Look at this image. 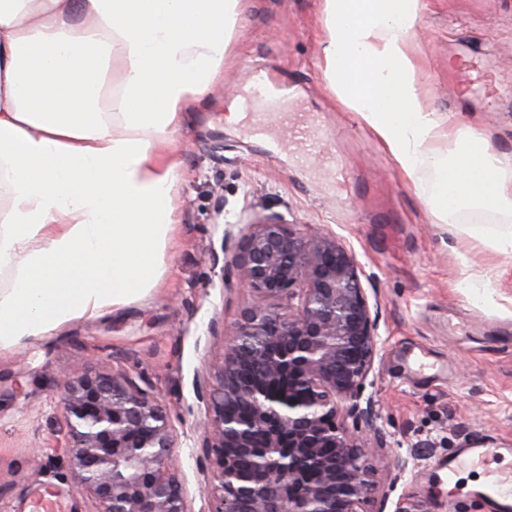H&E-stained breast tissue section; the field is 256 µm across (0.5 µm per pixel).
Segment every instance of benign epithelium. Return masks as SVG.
<instances>
[{
	"mask_svg": "<svg viewBox=\"0 0 512 512\" xmlns=\"http://www.w3.org/2000/svg\"><path fill=\"white\" fill-rule=\"evenodd\" d=\"M221 246L252 298L207 398L210 512H362L378 491L367 447H389L364 397L382 336L362 268L336 237L306 236L278 213L256 215L241 234L226 221ZM61 382L71 476L96 512H188L178 436L157 398L122 371ZM241 402L246 417L227 414ZM342 414L370 443L339 423ZM243 456L253 471L239 468ZM415 467L412 454L394 456L377 512H412L406 496L387 510L388 491Z\"/></svg>",
	"mask_w": 512,
	"mask_h": 512,
	"instance_id": "obj_1",
	"label": "benign epithelium"
}]
</instances>
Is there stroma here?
Wrapping results in <instances>:
<instances>
[{
    "instance_id": "1",
    "label": "stroma",
    "mask_w": 512,
    "mask_h": 512,
    "mask_svg": "<svg viewBox=\"0 0 512 512\" xmlns=\"http://www.w3.org/2000/svg\"><path fill=\"white\" fill-rule=\"evenodd\" d=\"M412 52L429 108L454 113L512 158V0H423ZM321 0H241L240 26L209 99L193 107L179 133L185 172L179 187L176 245L156 288L97 320L76 321L35 345L0 355V512H37L43 497L62 512H91L69 469V426L60 406V372L114 369L151 388L179 438L176 449L189 512H209L211 461L203 447L209 393L227 336L251 293L226 271L223 215L240 224L273 211L304 234L323 232L355 254L385 339L367 387L392 440L370 460L385 480L394 451H412L418 467L402 489L431 512H501L474 482L483 468L448 474V459L479 437L512 442V257L494 253L438 223L395 169L356 113L327 87L320 63L325 37ZM486 53L489 95L457 98L463 47ZM274 68L295 91L291 113L329 132L328 145L354 174L336 194L316 164L298 165L278 113L265 116L271 142L252 143L245 124L224 121L252 66ZM493 288L485 301L464 279ZM222 333L210 335V321ZM415 351L435 369L404 370Z\"/></svg>"
}]
</instances>
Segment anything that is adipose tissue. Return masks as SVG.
<instances>
[{
    "label": "adipose tissue",
    "mask_w": 512,
    "mask_h": 512,
    "mask_svg": "<svg viewBox=\"0 0 512 512\" xmlns=\"http://www.w3.org/2000/svg\"><path fill=\"white\" fill-rule=\"evenodd\" d=\"M423 0H322L329 89L440 223L512 256V160L430 110ZM239 0H0V353L155 288L180 222L178 133L224 69Z\"/></svg>",
    "instance_id": "adipose-tissue-1"
}]
</instances>
